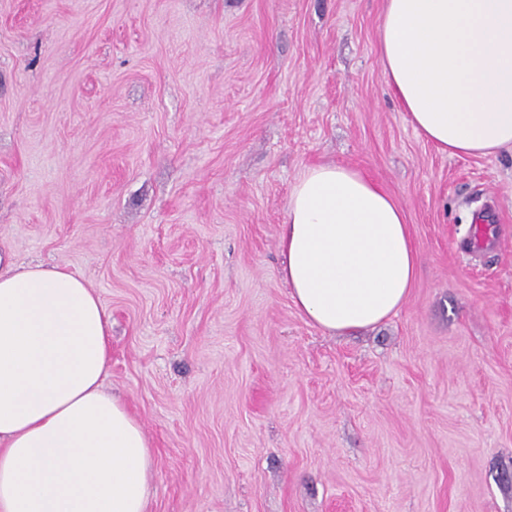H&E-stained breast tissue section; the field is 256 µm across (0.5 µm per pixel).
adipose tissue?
I'll return each instance as SVG.
<instances>
[{
  "label": "adipose tissue",
  "mask_w": 512,
  "mask_h": 512,
  "mask_svg": "<svg viewBox=\"0 0 512 512\" xmlns=\"http://www.w3.org/2000/svg\"><path fill=\"white\" fill-rule=\"evenodd\" d=\"M377 50L428 142L466 156L512 148V0H385ZM279 249L294 305L334 333L396 314L417 273L401 208L350 166L302 171ZM110 360L91 288L0 255V512H146L154 456L103 388Z\"/></svg>",
  "instance_id": "obj_1"
}]
</instances>
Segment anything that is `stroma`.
Masks as SVG:
<instances>
[{
  "instance_id": "obj_1",
  "label": "stroma",
  "mask_w": 512,
  "mask_h": 512,
  "mask_svg": "<svg viewBox=\"0 0 512 512\" xmlns=\"http://www.w3.org/2000/svg\"><path fill=\"white\" fill-rule=\"evenodd\" d=\"M383 9L0 0V250L99 295L148 512H512V148L414 131ZM325 163L388 190L419 260L400 311L345 335L280 273L290 189Z\"/></svg>"
}]
</instances>
